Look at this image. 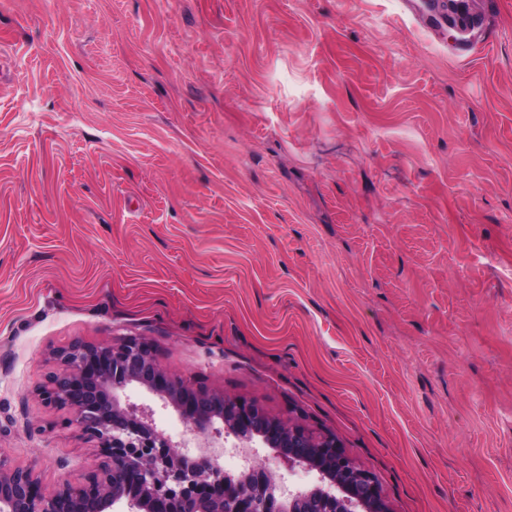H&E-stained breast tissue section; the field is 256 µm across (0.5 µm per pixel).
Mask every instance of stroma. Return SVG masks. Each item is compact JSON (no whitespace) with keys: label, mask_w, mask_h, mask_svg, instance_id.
Wrapping results in <instances>:
<instances>
[{"label":"stroma","mask_w":512,"mask_h":512,"mask_svg":"<svg viewBox=\"0 0 512 512\" xmlns=\"http://www.w3.org/2000/svg\"><path fill=\"white\" fill-rule=\"evenodd\" d=\"M459 2L0 0V455L83 483L37 392L142 336L389 512H512V0Z\"/></svg>","instance_id":"1"}]
</instances>
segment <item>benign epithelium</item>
Returning <instances> with one entry per match:
<instances>
[{
    "mask_svg": "<svg viewBox=\"0 0 512 512\" xmlns=\"http://www.w3.org/2000/svg\"><path fill=\"white\" fill-rule=\"evenodd\" d=\"M56 360L59 369L38 396L69 412L103 464L83 485L47 489L34 466L0 455V512H388L374 475L336 438L313 436L222 391L194 389L159 367L143 337L76 341ZM132 384L177 412L204 442L233 439L231 449L244 452L240 474L226 477L219 454L172 442L151 407L121 402L119 392ZM259 445L272 449L288 474L305 471L314 481L285 486L284 476L260 461Z\"/></svg>",
    "mask_w": 512,
    "mask_h": 512,
    "instance_id": "1",
    "label": "benign epithelium"
}]
</instances>
